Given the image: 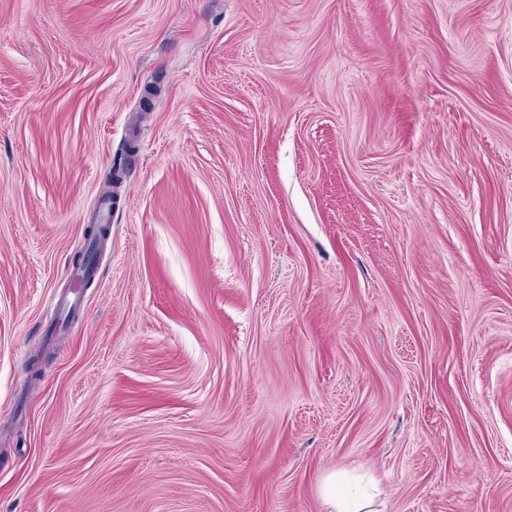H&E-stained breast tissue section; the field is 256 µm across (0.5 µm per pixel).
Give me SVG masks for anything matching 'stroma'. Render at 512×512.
I'll return each instance as SVG.
<instances>
[{"label": "stroma", "instance_id": "stroma-1", "mask_svg": "<svg viewBox=\"0 0 512 512\" xmlns=\"http://www.w3.org/2000/svg\"><path fill=\"white\" fill-rule=\"evenodd\" d=\"M334 472L512 512V0H0V512Z\"/></svg>", "mask_w": 512, "mask_h": 512}]
</instances>
